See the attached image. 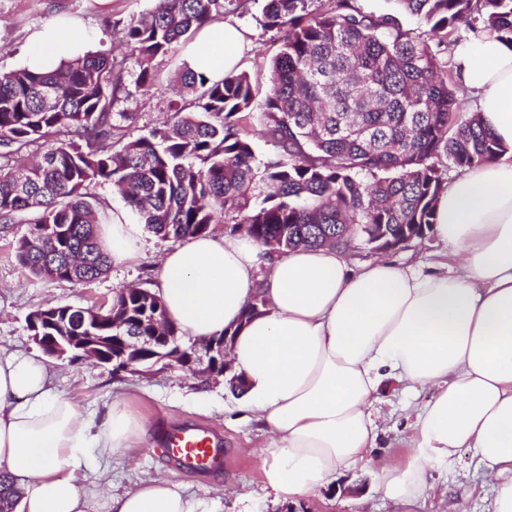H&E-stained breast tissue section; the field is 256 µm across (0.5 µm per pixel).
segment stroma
I'll return each instance as SVG.
<instances>
[{
	"mask_svg": "<svg viewBox=\"0 0 512 512\" xmlns=\"http://www.w3.org/2000/svg\"><path fill=\"white\" fill-rule=\"evenodd\" d=\"M154 0H0V71L19 68L30 34L64 20H74L93 37L92 50L111 53L123 70L126 94L115 109L134 114L125 123L126 137L147 134L170 115L169 104L176 99L173 74L183 66L182 54L157 57L154 79L147 91L135 88L139 73L137 55L124 42V27L139 14L151 9ZM264 0H249L244 13H227V21L246 32L249 42L240 68L252 82L257 97H264L270 84L271 64L281 50L274 33L263 26ZM27 225L16 223L0 230V347L24 354L36 352L30 339L26 317L46 303L79 307L111 304L116 291L134 285L155 289L156 261L169 248V241L144 232L145 260L114 266L85 285L45 282L32 276L17 262L13 245L26 234ZM52 381L58 390L76 397L80 411L95 421H103L112 401L126 400L149 428V437L136 460L116 455L105 465L114 491L132 488L138 476L163 477L181 485L186 493L212 500L217 512H236V497L263 496L264 476L252 449L261 441L253 423L242 418L235 394L224 381L200 383L189 373L154 367L144 375L114 373L111 366L89 361L50 360ZM402 387L389 385L380 394L379 437L373 459H406V443L412 435V416L402 404ZM193 424L214 429L224 440V470L214 475L188 474L178 470L163 454L158 432L164 427ZM362 499L363 512H448L450 501L463 499L468 512H492L491 495L483 487L470 453L433 472V488L425 501L399 510L377 492L370 469L337 476L313 496L285 502L275 512H353V499Z\"/></svg>",
	"mask_w": 512,
	"mask_h": 512,
	"instance_id": "35a3bbf8",
	"label": "stroma"
}]
</instances>
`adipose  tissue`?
Instances as JSON below:
<instances>
[{"label": "adipose tissue", "instance_id": "1", "mask_svg": "<svg viewBox=\"0 0 512 512\" xmlns=\"http://www.w3.org/2000/svg\"><path fill=\"white\" fill-rule=\"evenodd\" d=\"M244 47L237 25L215 23L184 61L219 80L238 69ZM88 49L87 34L52 24L31 35L23 64L47 71ZM454 68L507 150L467 169L437 201L433 233L456 271L385 258L354 268L327 246L293 249L265 270L264 246L219 232L181 240L158 260L156 292L185 336L234 335L236 407L265 438L258 454L271 504L370 466L386 498L412 505L431 489L434 467L467 451L492 512H512V43L482 32L456 47ZM99 233L113 263L143 259L124 212ZM259 296L263 312L245 318ZM391 380L428 395L403 467L370 458L374 404ZM146 439L124 401L95 424L53 387L44 358L0 348V474L20 492L14 512H89L107 479L92 458L135 456ZM108 512H214V504L146 476L111 495Z\"/></svg>", "mask_w": 512, "mask_h": 512}]
</instances>
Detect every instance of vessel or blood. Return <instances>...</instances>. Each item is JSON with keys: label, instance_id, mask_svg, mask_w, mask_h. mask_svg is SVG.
Wrapping results in <instances>:
<instances>
[{"label": "vessel or blood", "instance_id": "vessel-or-blood-1", "mask_svg": "<svg viewBox=\"0 0 512 512\" xmlns=\"http://www.w3.org/2000/svg\"><path fill=\"white\" fill-rule=\"evenodd\" d=\"M160 443L180 470L217 474L224 468V441L212 430L195 426L167 429Z\"/></svg>", "mask_w": 512, "mask_h": 512}]
</instances>
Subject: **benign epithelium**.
I'll return each mask as SVG.
<instances>
[{"mask_svg": "<svg viewBox=\"0 0 512 512\" xmlns=\"http://www.w3.org/2000/svg\"><path fill=\"white\" fill-rule=\"evenodd\" d=\"M82 314L88 323H99L101 319L109 320L111 329L121 330L123 324L115 317V312L103 311L101 308H86ZM111 341L119 346L116 354L109 359H104L99 353V337L79 336L69 339L59 337L56 343L48 349L46 355L59 359L95 361L100 364H110L113 369L132 374H141L140 368L145 351L152 353L156 363L168 368H178L182 371L188 368H196L203 371V377L209 381H216L232 370L228 360L229 346L232 337L214 338L206 342H198L189 349H184L180 339L174 333L153 331L148 336H113Z\"/></svg>", "mask_w": 512, "mask_h": 512, "instance_id": "1", "label": "benign epithelium"}]
</instances>
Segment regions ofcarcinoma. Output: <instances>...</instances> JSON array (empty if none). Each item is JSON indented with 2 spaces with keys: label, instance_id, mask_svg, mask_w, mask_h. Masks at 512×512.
<instances>
[{
  "label": "carcinoma",
  "instance_id": "obj_1",
  "mask_svg": "<svg viewBox=\"0 0 512 512\" xmlns=\"http://www.w3.org/2000/svg\"><path fill=\"white\" fill-rule=\"evenodd\" d=\"M247 0H155L125 29L137 53L136 86L154 79L153 60L177 50ZM429 26L413 37L396 17L366 15L336 0H266L265 28L282 43L261 111L245 72L219 81L179 70L171 117L126 140L112 111L125 90L112 56L87 52L52 71L0 72V146L20 151L43 140L39 162L0 166V223L29 225L15 246L19 263L41 280L73 285L103 275L112 257L97 228L109 205L90 187L119 188L139 223L163 239L205 236L217 224L249 225L261 245L284 254L300 245L348 249L371 234H425L451 168L497 159L505 147L462 109L459 84L441 60L448 35L464 26L512 42V0H394ZM260 124L274 151L256 154ZM73 128L80 141L54 134ZM138 288L122 287L112 305L123 333L150 328Z\"/></svg>",
  "mask_w": 512,
  "mask_h": 512
}]
</instances>
